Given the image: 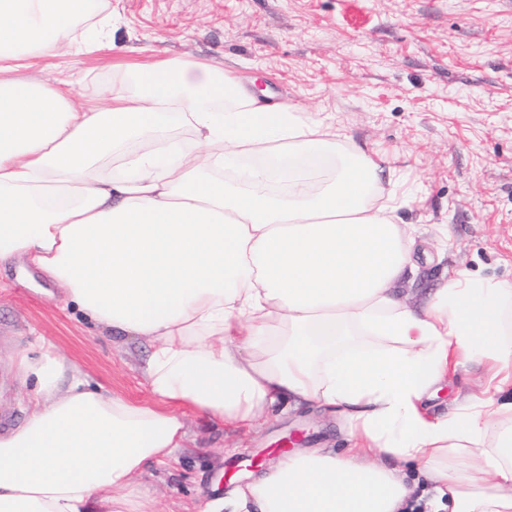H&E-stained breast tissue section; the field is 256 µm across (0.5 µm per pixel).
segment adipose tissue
Returning <instances> with one entry per match:
<instances>
[{"label":"adipose tissue","mask_w":512,"mask_h":512,"mask_svg":"<svg viewBox=\"0 0 512 512\" xmlns=\"http://www.w3.org/2000/svg\"><path fill=\"white\" fill-rule=\"evenodd\" d=\"M89 3L0 0V263L152 342L153 399L91 386L48 347L21 357L36 389L0 436V512H156L131 479L182 447L184 407L241 428L307 404L336 412L349 448L289 454L206 512H408L424 482L448 512H512V284L460 272L407 303L415 240L384 167L222 69L135 65L106 105L20 77L109 48ZM467 364L480 392L429 416Z\"/></svg>","instance_id":"adipose-tissue-1"}]
</instances>
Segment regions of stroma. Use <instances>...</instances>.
Wrapping results in <instances>:
<instances>
[{
  "mask_svg": "<svg viewBox=\"0 0 512 512\" xmlns=\"http://www.w3.org/2000/svg\"><path fill=\"white\" fill-rule=\"evenodd\" d=\"M113 28L109 58L204 61L244 79L269 104L336 128L394 169L416 240L419 279L454 269L512 283V0H95ZM67 79L78 99L108 100L119 74L98 54L44 59L28 71ZM54 285L0 266V431L22 424L32 381L17 355L52 346L91 384L138 402L146 341L116 342L54 298ZM183 448L133 479L157 512H204L229 477L297 447L345 444L339 417L316 405L226 431L191 414Z\"/></svg>",
  "mask_w": 512,
  "mask_h": 512,
  "instance_id": "1",
  "label": "stroma"
}]
</instances>
